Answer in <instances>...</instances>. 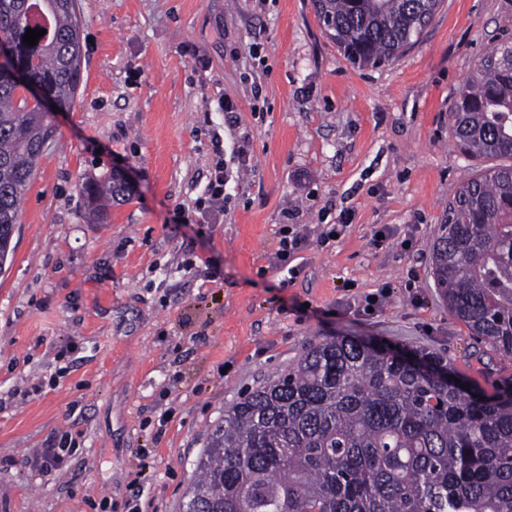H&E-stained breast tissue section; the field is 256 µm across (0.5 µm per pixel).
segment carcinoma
<instances>
[{
    "label": "carcinoma",
    "instance_id": "obj_1",
    "mask_svg": "<svg viewBox=\"0 0 512 512\" xmlns=\"http://www.w3.org/2000/svg\"><path fill=\"white\" fill-rule=\"evenodd\" d=\"M354 64L401 57L441 0H313ZM44 29L24 43L27 29ZM63 110L81 81L76 0H0V42ZM0 78V269L21 200L51 133L39 100ZM470 159L512 158V46L480 59L450 111ZM131 189L119 174L82 183L96 220ZM448 311L512 358V164L477 167L431 249ZM446 358L394 355L348 336L311 344L293 367L224 408L196 462L187 503L201 512H512V381L487 395L438 375Z\"/></svg>",
    "mask_w": 512,
    "mask_h": 512
}]
</instances>
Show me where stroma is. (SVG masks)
Returning <instances> with one entry per match:
<instances>
[{"instance_id":"1","label":"stroma","mask_w":512,"mask_h":512,"mask_svg":"<svg viewBox=\"0 0 512 512\" xmlns=\"http://www.w3.org/2000/svg\"><path fill=\"white\" fill-rule=\"evenodd\" d=\"M77 12V103L50 115L0 271V512H183L225 406L332 336L445 355L487 393L512 375L449 314L429 252L472 172L450 107L512 38V0H442L376 69L346 60L312 0ZM219 163L224 209L204 213ZM114 173L132 196L94 223L79 185ZM287 224L309 230L292 280L277 258ZM64 433L67 464L36 469Z\"/></svg>"}]
</instances>
